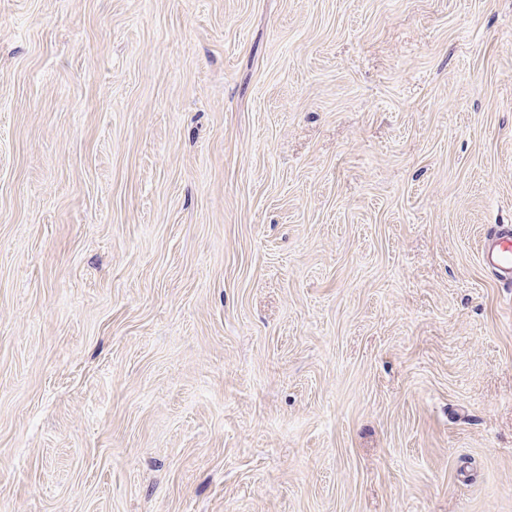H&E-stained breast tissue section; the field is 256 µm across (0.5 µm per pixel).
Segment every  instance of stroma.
I'll list each match as a JSON object with an SVG mask.
<instances>
[{
    "mask_svg": "<svg viewBox=\"0 0 512 512\" xmlns=\"http://www.w3.org/2000/svg\"><path fill=\"white\" fill-rule=\"evenodd\" d=\"M512 0H0V512H512ZM479 257L488 271L512 288V230L488 238Z\"/></svg>",
    "mask_w": 512,
    "mask_h": 512,
    "instance_id": "stroma-1",
    "label": "stroma"
}]
</instances>
